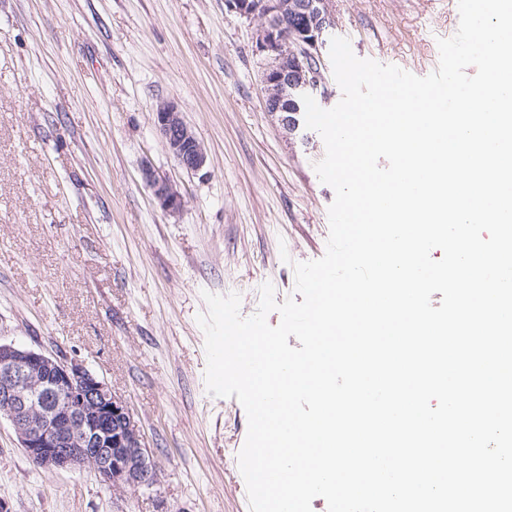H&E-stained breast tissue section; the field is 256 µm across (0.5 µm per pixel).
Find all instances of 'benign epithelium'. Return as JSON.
I'll return each mask as SVG.
<instances>
[{
	"label": "benign epithelium",
	"mask_w": 512,
	"mask_h": 512,
	"mask_svg": "<svg viewBox=\"0 0 512 512\" xmlns=\"http://www.w3.org/2000/svg\"><path fill=\"white\" fill-rule=\"evenodd\" d=\"M225 5L241 17L262 19L256 43L272 57L263 73L266 108L295 131L299 97L320 82L315 62L323 34L334 23L329 0H225ZM155 124L181 167L198 172L206 166V150L177 104L159 102ZM142 174L161 207L179 213L183 202L177 190L147 165ZM0 418L45 470L90 467L114 489L157 482V466L127 404L77 360L0 341Z\"/></svg>",
	"instance_id": "1"
}]
</instances>
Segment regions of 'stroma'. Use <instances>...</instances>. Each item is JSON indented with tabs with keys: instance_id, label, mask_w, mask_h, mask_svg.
Returning <instances> with one entry per match:
<instances>
[{
	"instance_id": "obj_1",
	"label": "stroma",
	"mask_w": 512,
	"mask_h": 512,
	"mask_svg": "<svg viewBox=\"0 0 512 512\" xmlns=\"http://www.w3.org/2000/svg\"><path fill=\"white\" fill-rule=\"evenodd\" d=\"M328 37L423 77L458 0H331ZM258 21L224 0H0V340L80 360L139 422L159 481L115 490L89 468L48 471L0 423L11 512H250L237 398L206 389L202 291L295 294L321 258L335 193L314 130L265 108ZM175 102L208 163L183 169L154 121ZM180 193L154 198L143 165Z\"/></svg>"
}]
</instances>
